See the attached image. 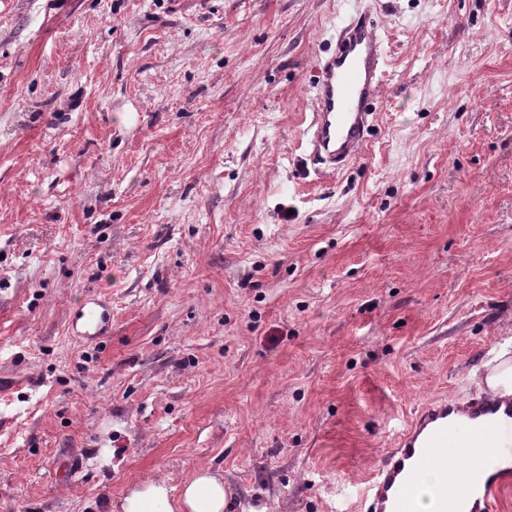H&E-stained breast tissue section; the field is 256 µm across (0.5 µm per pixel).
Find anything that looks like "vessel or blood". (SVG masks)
<instances>
[{
    "instance_id": "1",
    "label": "vessel or blood",
    "mask_w": 512,
    "mask_h": 512,
    "mask_svg": "<svg viewBox=\"0 0 512 512\" xmlns=\"http://www.w3.org/2000/svg\"><path fill=\"white\" fill-rule=\"evenodd\" d=\"M386 65L371 11H357L341 29L316 85L306 129L307 158L315 170L334 173L360 155ZM80 317L89 335L106 333V310L91 306ZM451 453L461 466H448ZM429 467L437 475L433 512H497L500 496L512 490V393L423 406L374 469L364 492L366 512H419L418 478Z\"/></svg>"
}]
</instances>
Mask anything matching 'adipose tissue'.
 Here are the masks:
<instances>
[{"mask_svg":"<svg viewBox=\"0 0 512 512\" xmlns=\"http://www.w3.org/2000/svg\"><path fill=\"white\" fill-rule=\"evenodd\" d=\"M228 494L221 473L202 469L180 491L163 479H146L125 495L121 512H224Z\"/></svg>","mask_w":512,"mask_h":512,"instance_id":"1","label":"adipose tissue"}]
</instances>
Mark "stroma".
<instances>
[{"instance_id": "stroma-1", "label": "stroma", "mask_w": 512, "mask_h": 512, "mask_svg": "<svg viewBox=\"0 0 512 512\" xmlns=\"http://www.w3.org/2000/svg\"><path fill=\"white\" fill-rule=\"evenodd\" d=\"M360 6L387 77L320 179L312 89ZM504 349L512 0H0V512L204 468L229 512H365ZM79 319L84 320V326L89 335L103 336L107 331L110 318L105 309L99 310L91 306L87 310L82 308Z\"/></svg>"}]
</instances>
